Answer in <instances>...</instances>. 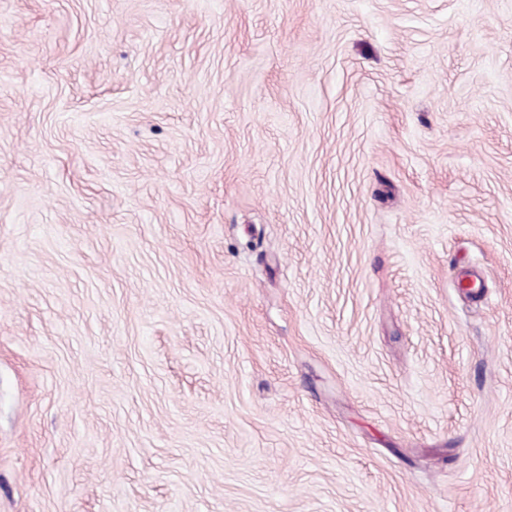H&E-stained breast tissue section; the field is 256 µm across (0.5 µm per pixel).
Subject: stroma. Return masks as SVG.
Here are the masks:
<instances>
[{
	"instance_id": "1",
	"label": "stroma",
	"mask_w": 512,
	"mask_h": 512,
	"mask_svg": "<svg viewBox=\"0 0 512 512\" xmlns=\"http://www.w3.org/2000/svg\"><path fill=\"white\" fill-rule=\"evenodd\" d=\"M0 512H512V0H0Z\"/></svg>"
}]
</instances>
